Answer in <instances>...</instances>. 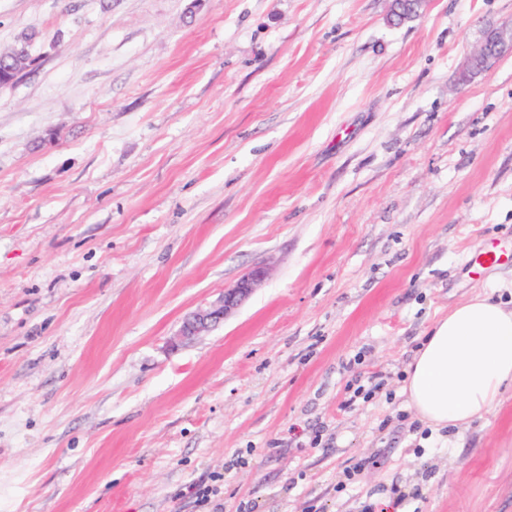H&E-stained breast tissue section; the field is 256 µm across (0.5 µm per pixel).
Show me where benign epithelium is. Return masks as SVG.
<instances>
[{
	"label": "benign epithelium",
	"instance_id": "1",
	"mask_svg": "<svg viewBox=\"0 0 512 512\" xmlns=\"http://www.w3.org/2000/svg\"><path fill=\"white\" fill-rule=\"evenodd\" d=\"M416 8L412 12L405 11V0H392L393 15L404 21L419 15L420 8L427 4V0H412ZM506 48L512 47V25L504 23L484 37V41L468 59L463 78L469 79L491 66L498 58V54L487 53L490 44ZM31 60L22 58L17 48L0 53V86L14 82L19 76L21 65H28ZM267 271L258 266L241 277L231 287L224 289V294L217 297L208 306L201 307L192 312L183 321L177 332V340L181 343L190 342L196 337L210 331L220 321L231 315L255 291L257 286L265 279Z\"/></svg>",
	"mask_w": 512,
	"mask_h": 512
}]
</instances>
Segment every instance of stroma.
I'll return each instance as SVG.
<instances>
[{
	"instance_id": "1",
	"label": "stroma",
	"mask_w": 512,
	"mask_h": 512,
	"mask_svg": "<svg viewBox=\"0 0 512 512\" xmlns=\"http://www.w3.org/2000/svg\"><path fill=\"white\" fill-rule=\"evenodd\" d=\"M511 20L0 0L34 60L0 86V512H512V389L440 430L402 392L449 308L512 302L468 268L512 244V53L460 78ZM490 43H494L499 46H503L511 49L512 47V25L511 23H504L500 26L494 28L491 32H489L484 37V41L479 45V47L475 50L472 56H469L468 64L466 71L463 73V79H469L473 77V74L480 73L491 66V64L500 56V54H487V49ZM481 61L477 67L474 69V63L478 58H481ZM266 275V269L258 266L241 277L231 287L224 288V294L217 297L208 306L198 308L185 318L176 334L177 340L180 343L190 342L197 336L210 331L245 302Z\"/></svg>"
}]
</instances>
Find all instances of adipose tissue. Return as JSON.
<instances>
[{"instance_id": "adipose-tissue-1", "label": "adipose tissue", "mask_w": 512, "mask_h": 512, "mask_svg": "<svg viewBox=\"0 0 512 512\" xmlns=\"http://www.w3.org/2000/svg\"><path fill=\"white\" fill-rule=\"evenodd\" d=\"M512 386V308L478 293L439 319L417 349L402 387L427 425L471 424Z\"/></svg>"}]
</instances>
